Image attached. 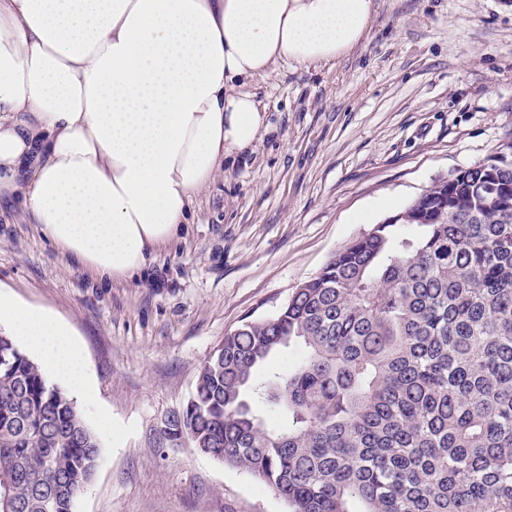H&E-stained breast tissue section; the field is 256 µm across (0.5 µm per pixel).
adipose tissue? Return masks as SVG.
<instances>
[{"label":"adipose tissue","instance_id":"1","mask_svg":"<svg viewBox=\"0 0 512 512\" xmlns=\"http://www.w3.org/2000/svg\"><path fill=\"white\" fill-rule=\"evenodd\" d=\"M373 0H0V205L21 204L84 269L135 278L264 110L243 81L342 57ZM83 403V354L0 292V321Z\"/></svg>","mask_w":512,"mask_h":512}]
</instances>
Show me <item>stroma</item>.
<instances>
[{
    "label": "stroma",
    "instance_id": "stroma-1",
    "mask_svg": "<svg viewBox=\"0 0 512 512\" xmlns=\"http://www.w3.org/2000/svg\"><path fill=\"white\" fill-rule=\"evenodd\" d=\"M251 150L196 198L138 278L105 280L0 213V289L66 324L97 398L102 458L77 512H288L247 474L155 431L226 333L268 318L351 240L455 171L512 160V0H374L340 59L244 81Z\"/></svg>",
    "mask_w": 512,
    "mask_h": 512
}]
</instances>
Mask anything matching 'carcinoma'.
I'll return each instance as SVG.
<instances>
[{
  "label": "carcinoma",
  "mask_w": 512,
  "mask_h": 512,
  "mask_svg": "<svg viewBox=\"0 0 512 512\" xmlns=\"http://www.w3.org/2000/svg\"><path fill=\"white\" fill-rule=\"evenodd\" d=\"M164 435L290 512H512V160L436 182L227 333ZM100 457L0 333V512H77Z\"/></svg>",
  "instance_id": "obj_1"
}]
</instances>
